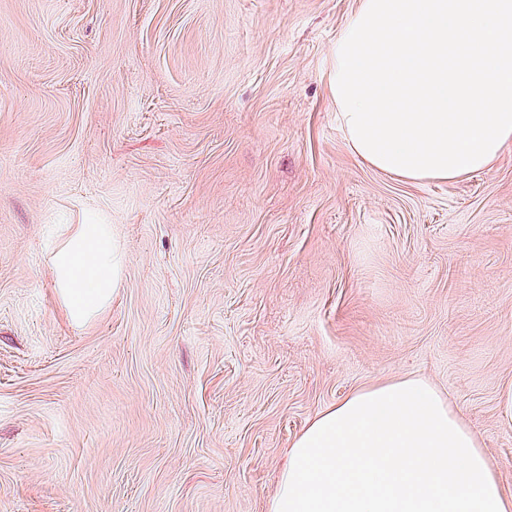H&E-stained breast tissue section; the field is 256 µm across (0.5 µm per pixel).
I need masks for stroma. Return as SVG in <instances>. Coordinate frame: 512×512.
Instances as JSON below:
<instances>
[{"instance_id":"stroma-1","label":"stroma","mask_w":512,"mask_h":512,"mask_svg":"<svg viewBox=\"0 0 512 512\" xmlns=\"http://www.w3.org/2000/svg\"><path fill=\"white\" fill-rule=\"evenodd\" d=\"M358 0H0V512H266L352 392L434 385L512 490V150L407 183L349 149ZM123 253L77 322L83 213ZM368 0H359V3H358V6L356 8V10L352 13V15L349 17V19L346 21V23L343 25V27L340 29V31L337 33L336 35V38L332 44V47H331V50L328 54V58H327V80H328V85H329V89H330V81H329V77H330V72H331V76H333V74L335 73V71H337V66H336V63L338 64L337 60H336V56H335V49L338 47L337 45V40L339 41V39L341 38V36L343 37L345 33H343L345 31V29L347 28L346 31H348L349 29V24L352 25V23L354 22V20L356 19V17H358V13L360 10H362V6L365 4L366 5V2ZM365 7V6H363ZM361 12V11H360ZM345 28V29H344ZM350 30V29H349ZM345 31V32H346ZM347 35V34H345ZM337 74V73H335ZM330 93H331V97L336 105V111H337V117H338V121H339V125H340V129L343 133V136H344V139L346 140L348 146L350 147L351 151L359 158L361 159L363 162H365L367 165H369L371 168L379 171V172H382L394 179H397V180H400V181H406V182H412V183H422V182H448V183H451V182H454V181H457L458 179L464 177V176H467V175H470V174H474V173H477V172H481V171H484L486 169H488L503 153H505L506 151L512 149V132L511 134L509 135V138H507V140L505 141V143L503 145H501L500 149L497 150L496 152V156L493 158L492 161H490L489 163L487 164H483L482 167H480V169H476V171H472V172H468V173H462L460 176H455L453 178H430V177H426V178H409V177H405V176H401V175H396L395 173H391V171H387L386 170H383L381 168H379L378 166H376L375 164H373L371 161L367 160L366 158H364L362 155H364V153H362L360 151L359 148H355V145L354 146V143L350 140V135H349V132L347 130V124H346V120L349 119L350 117H353L352 116V113L349 114L348 116H346L344 118V116H342L340 114L341 112V108L342 107H339V105L336 103L338 102V100L335 102V98L331 92V89H330ZM340 109V112L339 110ZM348 122V120H347ZM362 153V155L360 153ZM365 156V155H364Z\"/></svg>"}]
</instances>
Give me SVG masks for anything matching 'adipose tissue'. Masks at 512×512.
<instances>
[{
    "mask_svg": "<svg viewBox=\"0 0 512 512\" xmlns=\"http://www.w3.org/2000/svg\"><path fill=\"white\" fill-rule=\"evenodd\" d=\"M120 261L107 224L85 225L59 253L74 318L110 299ZM266 512H512V491L445 397L407 377L313 418L290 446Z\"/></svg>",
    "mask_w": 512,
    "mask_h": 512,
    "instance_id": "adipose-tissue-1",
    "label": "adipose tissue"
}]
</instances>
